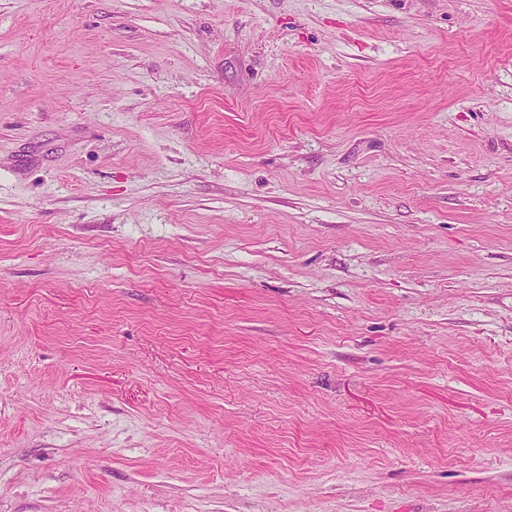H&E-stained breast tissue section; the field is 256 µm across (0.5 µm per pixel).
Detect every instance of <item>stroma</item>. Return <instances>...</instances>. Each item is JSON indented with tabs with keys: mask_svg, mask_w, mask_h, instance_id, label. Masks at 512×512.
Segmentation results:
<instances>
[{
	"mask_svg": "<svg viewBox=\"0 0 512 512\" xmlns=\"http://www.w3.org/2000/svg\"><path fill=\"white\" fill-rule=\"evenodd\" d=\"M0 512H512V0H0Z\"/></svg>",
	"mask_w": 512,
	"mask_h": 512,
	"instance_id": "1",
	"label": "stroma"
}]
</instances>
